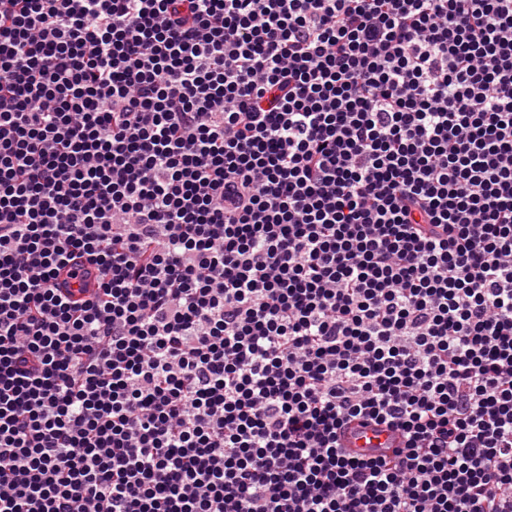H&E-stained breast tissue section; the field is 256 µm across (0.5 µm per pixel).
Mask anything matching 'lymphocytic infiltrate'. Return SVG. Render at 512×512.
Listing matches in <instances>:
<instances>
[{"label": "lymphocytic infiltrate", "mask_w": 512, "mask_h": 512, "mask_svg": "<svg viewBox=\"0 0 512 512\" xmlns=\"http://www.w3.org/2000/svg\"><path fill=\"white\" fill-rule=\"evenodd\" d=\"M0 512H512V0H0ZM339 441L348 453L365 458H386L403 447V438L397 431L375 423H349L340 430Z\"/></svg>", "instance_id": "f902f5d3"}]
</instances>
